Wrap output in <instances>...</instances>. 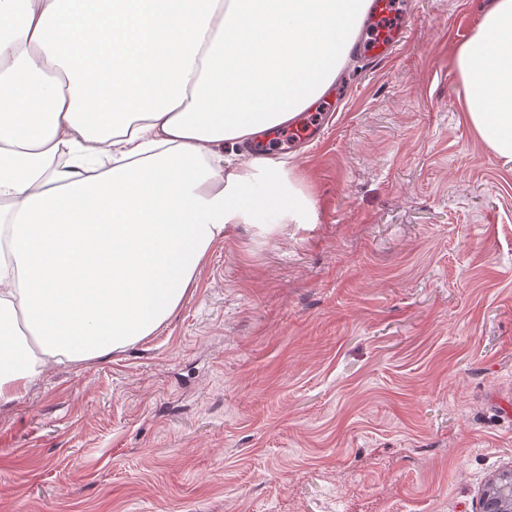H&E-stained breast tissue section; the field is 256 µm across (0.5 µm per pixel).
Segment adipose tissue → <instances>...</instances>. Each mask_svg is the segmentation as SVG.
<instances>
[{
    "label": "adipose tissue",
    "instance_id": "adipose-tissue-1",
    "mask_svg": "<svg viewBox=\"0 0 512 512\" xmlns=\"http://www.w3.org/2000/svg\"><path fill=\"white\" fill-rule=\"evenodd\" d=\"M370 0H0V405L156 332L231 227L313 224L287 160L233 162L331 92ZM512 160V0L455 50Z\"/></svg>",
    "mask_w": 512,
    "mask_h": 512
}]
</instances>
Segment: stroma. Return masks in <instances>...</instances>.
Segmentation results:
<instances>
[{
  "label": "stroma",
  "mask_w": 512,
  "mask_h": 512,
  "mask_svg": "<svg viewBox=\"0 0 512 512\" xmlns=\"http://www.w3.org/2000/svg\"><path fill=\"white\" fill-rule=\"evenodd\" d=\"M489 0H409L324 138L318 220L216 243L152 336L0 406V512H478L512 469V162L452 66Z\"/></svg>",
  "instance_id": "35a3bbf8"
}]
</instances>
